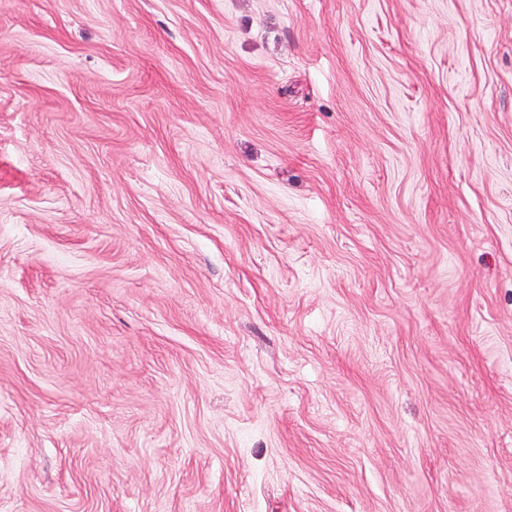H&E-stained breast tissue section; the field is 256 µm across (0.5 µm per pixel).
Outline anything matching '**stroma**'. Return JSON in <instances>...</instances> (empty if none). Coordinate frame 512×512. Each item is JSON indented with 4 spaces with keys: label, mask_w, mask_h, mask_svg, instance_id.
<instances>
[{
    "label": "stroma",
    "mask_w": 512,
    "mask_h": 512,
    "mask_svg": "<svg viewBox=\"0 0 512 512\" xmlns=\"http://www.w3.org/2000/svg\"><path fill=\"white\" fill-rule=\"evenodd\" d=\"M0 512H512V0H0Z\"/></svg>",
    "instance_id": "1"
}]
</instances>
